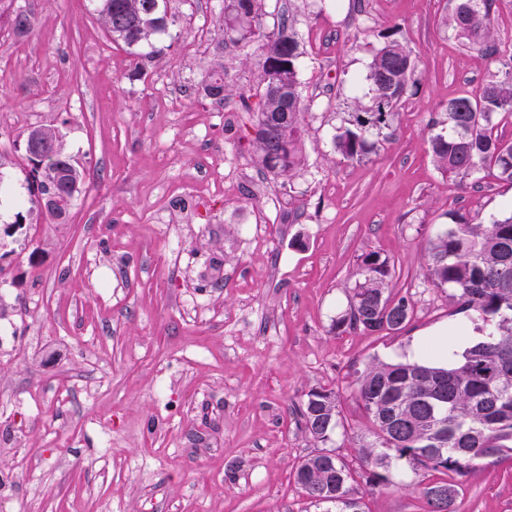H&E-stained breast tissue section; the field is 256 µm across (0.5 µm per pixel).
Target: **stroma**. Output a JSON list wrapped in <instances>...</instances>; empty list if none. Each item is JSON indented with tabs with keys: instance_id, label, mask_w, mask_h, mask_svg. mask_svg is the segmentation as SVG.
Wrapping results in <instances>:
<instances>
[{
	"instance_id": "35a3bbf8",
	"label": "stroma",
	"mask_w": 512,
	"mask_h": 512,
	"mask_svg": "<svg viewBox=\"0 0 512 512\" xmlns=\"http://www.w3.org/2000/svg\"><path fill=\"white\" fill-rule=\"evenodd\" d=\"M456 3L264 0L263 31L288 21L303 51L304 162L283 180L253 157L257 45L226 38L224 0H170L164 55L142 74L93 0H0V409L12 412L0 417V512H322L294 473L325 448L355 465L372 441L360 373L415 360L452 324L463 345L477 340L425 261L453 214L487 224L512 212V183L487 168L457 188L427 139L450 99L512 68V0L493 2L494 57L457 39ZM389 31L419 68L393 136L349 161L333 137L368 103ZM217 61L232 91L221 104L201 90ZM35 126L57 131L83 175L61 221L28 160ZM368 253L387 261L388 295L410 300V318L333 330ZM317 388L340 411L326 447L300 415ZM424 476L404 464L389 486L353 489L364 512H426ZM453 510L512 512V466L463 477Z\"/></svg>"
}]
</instances>
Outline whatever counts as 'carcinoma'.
I'll return each mask as SVG.
<instances>
[{"mask_svg":"<svg viewBox=\"0 0 512 512\" xmlns=\"http://www.w3.org/2000/svg\"><path fill=\"white\" fill-rule=\"evenodd\" d=\"M450 26L458 38L486 55L497 52L490 27L492 0H462ZM95 11L112 40L128 47L145 45L139 57L152 61L161 54L152 39L168 28L169 19L151 10L152 0H95ZM261 0H224V30L242 40L260 38L256 66L262 86L261 104L252 139L253 155L262 169L289 179L303 162L304 106L298 89L301 55L296 34L286 22L277 33L261 32ZM416 61L399 40L386 36L369 64L371 106L352 113L351 126L334 138L335 149L347 160H361L375 147L369 135H392V109L404 97ZM202 87L217 103L228 97L224 65L208 69ZM512 112V70L494 74L479 97L448 101V134L430 136L431 156L443 174L463 187L474 184L473 171L493 166L512 183V144L491 131L492 117ZM64 173L61 190L79 191L81 172L60 153L55 162ZM427 278L437 287L456 291L459 310L472 312L481 333L478 340L455 353L442 366L429 361L378 363L357 379L356 398L374 428V440L358 449V470L328 453L305 458L295 481L316 491L311 502L326 512H362L360 499L348 483L359 477L369 487L391 483L394 466L406 462L438 473L423 487L429 512H451L459 492L458 478L484 460L512 452V214L489 224H472L465 216L432 240ZM349 312L332 329L394 330L408 318L404 297L392 303L385 296L389 268L375 253L362 257ZM300 415L309 434L326 443L339 426L333 391L307 394Z\"/></svg>","mask_w":512,"mask_h":512,"instance_id":"carcinoma-1","label":"carcinoma"}]
</instances>
